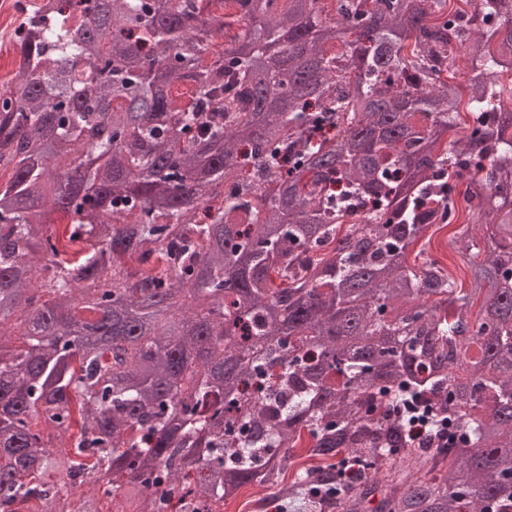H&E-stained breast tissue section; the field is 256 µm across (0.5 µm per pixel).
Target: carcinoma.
<instances>
[{"mask_svg":"<svg viewBox=\"0 0 512 512\" xmlns=\"http://www.w3.org/2000/svg\"><path fill=\"white\" fill-rule=\"evenodd\" d=\"M448 2L27 14L0 96V512H223L248 485L512 512V0L493 31ZM460 196L466 288L408 262ZM406 399L465 436L411 439Z\"/></svg>","mask_w":512,"mask_h":512,"instance_id":"1","label":"carcinoma"}]
</instances>
